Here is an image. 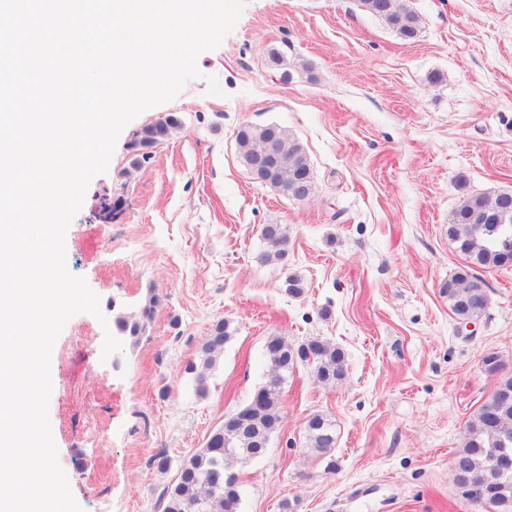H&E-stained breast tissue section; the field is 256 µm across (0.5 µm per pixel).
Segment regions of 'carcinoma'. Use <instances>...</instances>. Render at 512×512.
<instances>
[{"instance_id": "cac0c4a2", "label": "carcinoma", "mask_w": 512, "mask_h": 512, "mask_svg": "<svg viewBox=\"0 0 512 512\" xmlns=\"http://www.w3.org/2000/svg\"><path fill=\"white\" fill-rule=\"evenodd\" d=\"M359 2L366 11L384 19L402 38L411 40L418 34L419 16L397 5V0ZM179 126V119L169 115L142 128L132 145L130 167H139L140 158L146 157L144 150L166 140ZM236 141L249 167L270 147L276 148L278 165L269 186L280 194L291 199L298 187L307 195L312 193L313 180L297 183V178L312 173V169L303 147L286 128L276 123L244 124L237 131ZM269 229L274 244L262 254V259L280 260L287 253V230L280 224H271ZM448 239L461 246L460 254L467 263V268L448 279L444 288L448 293V307L455 319L474 321L487 307L485 303L472 301L474 297L487 296V283L476 271L500 267L505 258L512 256V199H504L501 193L492 198L480 194L464 197L448 224ZM159 303V297L153 295L138 310L118 315L115 319L118 332L139 339L153 320ZM231 336L229 322L222 318L215 320L200 347V362L191 361L186 366V371L193 375L198 395H206L208 372L223 355L224 345ZM265 356L272 378L255 390L245 408L269 436L281 423V372L309 364L324 385L336 384L346 373L344 352L323 340L314 339L296 346L284 336H271L265 343ZM484 370L496 378L494 388L512 391V375L501 374V364L489 361ZM234 421L235 416H229L203 447L184 456L164 512H238L240 479L232 466L257 458L266 449L258 446L252 435L239 431ZM304 438L306 447L326 454L336 446L335 425L326 416L313 414L305 423ZM505 454L512 455V401L503 403L492 395L467 422L454 470L460 488L470 477L483 476L488 480L493 491L489 501L492 512H512V472L504 473L497 468L498 458Z\"/></svg>"}]
</instances>
